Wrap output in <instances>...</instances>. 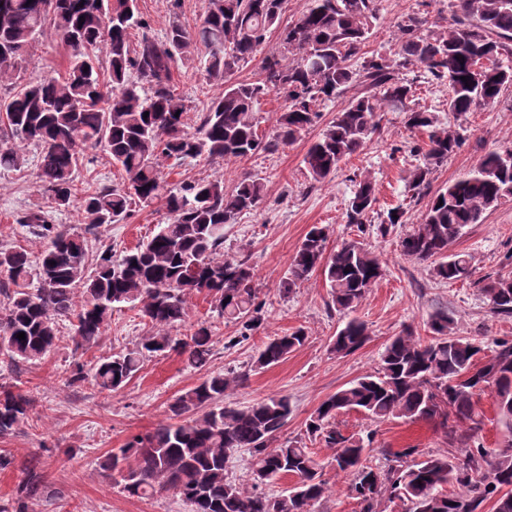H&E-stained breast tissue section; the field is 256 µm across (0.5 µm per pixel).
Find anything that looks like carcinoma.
Here are the masks:
<instances>
[{
    "label": "carcinoma",
    "mask_w": 512,
    "mask_h": 512,
    "mask_svg": "<svg viewBox=\"0 0 512 512\" xmlns=\"http://www.w3.org/2000/svg\"><path fill=\"white\" fill-rule=\"evenodd\" d=\"M285 0H208L201 25L190 32L172 24L165 40L143 36L138 48L129 31L144 29L137 0H0V75L11 77L29 57L46 27L69 48L66 76L43 77L21 89L0 92V168L26 164L21 147L38 149L37 178L58 208L79 204L85 232L124 220L133 204L148 207L164 201L169 219L115 262L105 250L90 258L83 236L63 224H52L46 212L21 213L17 223L45 241L37 257L39 286L29 287L32 260L22 248L0 250V350L14 365L37 361L58 340L60 324L73 329L75 350L99 343L112 323L113 311L129 304L153 331L137 348L100 359L93 378L104 390L125 385L140 369L146 353L175 352L192 368L212 355L211 327L202 322L181 338L170 329L185 321L188 298L202 294L211 309L241 325V336L258 329L262 307L256 302L254 272L242 260L221 255L224 225L235 223L256 207L265 192L264 178L241 179L232 191L224 179L184 181L170 189L159 158H238L268 147L258 134L256 105L273 92L285 108L277 119L278 141L292 142L318 118L317 102L354 85L367 91L336 114L308 149L304 163L316 182L335 173L339 164L362 150L376 132V114L403 112L407 125L428 134L424 163L412 174L417 190L428 184L434 166L459 148L457 133L438 117L412 106V84L396 70L417 65L448 85V111L457 115L494 103L512 85V0H454L461 19L436 34L421 32L423 20L411 16L399 25V58L361 57L377 0H310L309 8L280 30L281 57L263 62L262 77L252 83L224 86L201 118L196 132L186 129L184 99L175 93L172 65L195 44L204 47L198 70L224 81L248 61L278 28ZM85 18L79 22V18ZM107 60L108 80L100 72ZM151 87L143 97L131 74ZM468 78L463 82L461 77ZM102 149L121 167L120 186L78 189L74 172L82 148ZM512 195V149L490 152L466 177L439 192L422 222L400 241L401 252L418 261L433 260L443 281H466L472 266L450 246L470 224L503 197ZM375 201L371 181L359 182L348 200V223L361 224ZM324 228H312L294 253L284 288L288 291L319 269L329 282L336 308L346 311L360 302L381 278L379 258L355 240L326 253ZM480 291L497 315L512 317V277H487ZM432 339L411 332L394 338L381 354L379 367L330 395L307 424V434L335 449V461L353 475L350 490L360 512H381L383 497L397 499L405 512H512V339H497L481 362V348L463 336H452L454 319L438 312L430 320ZM25 333V339L17 338ZM305 339L296 330L279 336L259 352L258 369L284 361ZM369 339L366 325L348 321L332 350L348 355ZM245 376L215 373L179 395L169 405L168 422L145 435L131 437L101 461L118 473L123 490L148 497L172 490L193 512H308L322 499L326 483L309 448L299 441L278 448L271 444L291 413L286 396H274L246 408L224 403L229 387ZM490 391L507 432V440L490 454L479 441L482 413L476 397ZM27 393L0 386V436H6L35 407ZM355 410L374 420L404 418L437 423L448 436V452L417 460L416 448L386 453L387 468L366 462L368 445L346 437L333 426L336 415ZM252 453L249 482L228 479L226 464L239 449ZM289 476L294 486L272 496L262 486L273 477ZM458 487L449 492L446 487ZM37 461L27 479L0 512H29V502L47 495Z\"/></svg>",
    "instance_id": "obj_1"
}]
</instances>
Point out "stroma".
<instances>
[{
  "label": "stroma",
  "instance_id": "stroma-1",
  "mask_svg": "<svg viewBox=\"0 0 512 512\" xmlns=\"http://www.w3.org/2000/svg\"><path fill=\"white\" fill-rule=\"evenodd\" d=\"M138 11L149 23L148 30H131V42L142 36L163 41L170 22L193 30L202 22L207 0H180L172 9L169 0H137ZM425 19V33H439L453 20L450 0H378L377 16L362 51L364 55L393 57L399 50L398 26L408 16ZM68 49L53 30L39 37L34 56L13 76L22 84L44 74L65 76ZM415 83V103L434 112L442 126L460 132L463 143L447 162L436 167L430 184L420 196H412L411 175L422 164L420 153L428 138L421 130L409 129L401 112H384L378 129L363 149L340 163L325 181L311 179L304 164L305 154L337 112L360 92L352 87L336 98L322 102L317 122L288 144L277 142V118L284 101L270 94L257 107L258 132L267 142L265 150L242 158L208 160L198 158L177 165L162 161L160 169L169 185L184 181L223 178L233 187L249 175L263 177L262 200L224 227V256L244 260L254 270V286L263 307V322L251 336L241 337L237 323L211 312L202 297L189 300V313L178 335L193 332L198 321L209 320L214 349L206 367H187L181 357L169 353L145 358L140 370L116 390L100 389L93 380L70 387L66 379L74 363L93 365L99 357L135 348L149 330L136 308L126 305L114 311L102 340L85 354L73 351L71 331L61 325L60 339L42 360L11 368L0 353V384L30 394L36 408L13 432L0 437V453L13 456L16 467L0 471V500L13 494L26 474L18 464L38 456L52 499H37L29 512H191L189 503L170 490L139 498L124 492L118 479L101 469L100 463L113 449L122 447L133 435L153 430L166 422L168 406L179 395L198 385L213 371L243 375L244 380L224 395L236 407L285 396L292 413L278 441L298 440L310 448L318 461L328 491L313 507L314 512H358L359 504L349 490L350 479L337 469L334 449L309 437L307 423L319 405L349 382L374 372L385 346L396 336L413 331L427 339L428 323L439 312L455 320L454 335L465 336L491 351L497 339H512V317L493 314L477 285L486 275L512 276V195L489 209L481 223L467 226L452 249L468 254L473 279L445 282L435 277L432 262L404 256L400 241L417 229L429 201L440 190L466 176L488 152L512 148V87L489 106L459 116L448 110V88L413 68L404 73ZM173 84L188 106V129H196L203 112L223 95L224 84L206 79L195 67L192 55L178 58L173 66ZM78 187L117 186L119 168L101 150H87L75 173ZM370 179L376 200L363 224L347 221L346 205L360 181ZM50 211L53 223L80 233L85 229L77 207L56 210L35 177L34 162L18 170L0 171V246L24 248L38 254L41 239L17 224V216L29 209ZM400 209L401 223L387 224L389 211ZM168 214L163 204L144 208L132 206L127 218L108 226L92 253L110 248L113 258L122 257L150 237ZM387 233H380V225ZM325 228L327 249L356 240L380 259L383 276L366 297L349 312L331 303L330 286L321 271H314L291 293H284L293 254L312 227ZM365 323L369 341L357 351L339 356L331 349L333 338L346 321ZM303 330L305 343L276 365L258 369L254 360L270 339ZM337 429L346 436H371L369 462L386 464L389 449L414 447L420 456L447 452L448 440L432 424L400 418L374 420L350 411L339 414Z\"/></svg>",
  "mask_w": 512,
  "mask_h": 512
}]
</instances>
